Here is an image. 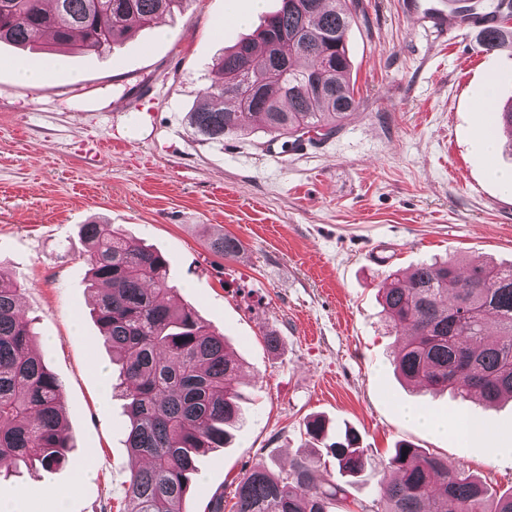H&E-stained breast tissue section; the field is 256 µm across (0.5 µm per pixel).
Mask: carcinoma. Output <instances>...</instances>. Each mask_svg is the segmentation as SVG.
<instances>
[{
    "mask_svg": "<svg viewBox=\"0 0 512 512\" xmlns=\"http://www.w3.org/2000/svg\"><path fill=\"white\" fill-rule=\"evenodd\" d=\"M185 0H0V43L27 46L45 31L60 47L110 50L132 30L149 26ZM258 35L240 41L212 65L209 99L191 113L194 136H224L261 126L276 137L315 132L327 138L355 110L346 37L354 22L347 0H280ZM496 24L478 32L481 51L512 49V0H477ZM95 317L104 341L119 353L117 388L125 400L133 460L126 497L130 512H183L198 457L224 448L242 420L238 366L224 336L190 305L172 303L176 287L157 250L129 240L110 224L82 226ZM210 250L232 259L241 242L228 234ZM20 288L0 269V476L20 464L52 469L66 461L62 385L36 354L32 321L19 308ZM385 319L401 334L396 372L428 391L450 390L494 403L512 395V265L477 260L461 274L429 260L379 289ZM495 333L489 334V327ZM340 470L368 463L359 438L346 431L326 447ZM314 461L299 459L274 474L257 466L236 485L233 512H331L345 502L341 486L316 483ZM391 477L372 512H512V493L409 443L394 448Z\"/></svg>",
    "mask_w": 512,
    "mask_h": 512,
    "instance_id": "1",
    "label": "carcinoma"
}]
</instances>
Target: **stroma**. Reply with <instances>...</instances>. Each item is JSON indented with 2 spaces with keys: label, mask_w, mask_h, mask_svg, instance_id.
Instances as JSON below:
<instances>
[{
  "label": "stroma",
  "mask_w": 512,
  "mask_h": 512,
  "mask_svg": "<svg viewBox=\"0 0 512 512\" xmlns=\"http://www.w3.org/2000/svg\"><path fill=\"white\" fill-rule=\"evenodd\" d=\"M225 12L226 0H186L163 16L166 38L143 27L102 53L55 51L46 34L34 50L0 44V267L20 285V310L62 385L71 443L63 465L0 478V502L56 512L53 493L64 489L66 512L127 504L128 418L88 284L82 226L92 220L161 252L181 299L242 365V427L231 447L200 458L184 512H207L219 492L229 510L252 467L302 457L316 458L318 484L369 506L402 441L511 492L512 400L488 407L403 384L378 290L434 257L512 264V195L493 175L512 171V140L500 139L490 163L476 149L496 123L477 109L485 88L512 97V82L488 84L512 70V51L483 53L467 29L435 39L408 0H356L346 45L358 105L336 135H310L301 152L259 128L214 142L192 136L190 114L210 67L262 21L238 27ZM45 57L58 67L42 85L17 80L15 65ZM274 142L284 149L275 158ZM220 234L240 240L237 258L209 251ZM408 406L467 415L479 437L430 433L405 418ZM313 416L327 421L328 440L358 433L371 457L364 471L340 472L306 436ZM491 444L505 454L489 457ZM88 459L95 471L79 478Z\"/></svg>",
  "instance_id": "stroma-1"
}]
</instances>
